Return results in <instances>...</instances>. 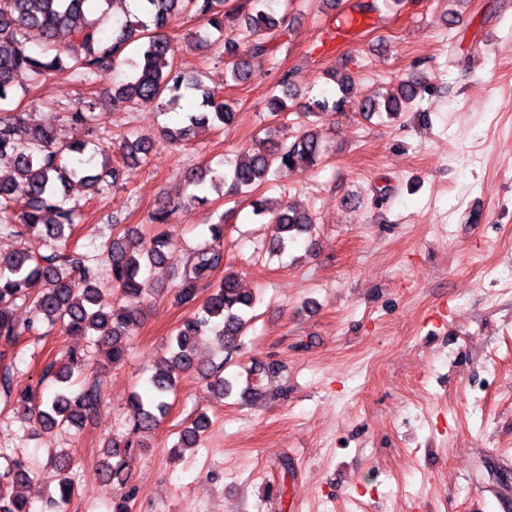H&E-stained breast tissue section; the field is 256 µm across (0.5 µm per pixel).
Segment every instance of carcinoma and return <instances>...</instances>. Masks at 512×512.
<instances>
[{
  "label": "carcinoma",
  "instance_id": "1",
  "mask_svg": "<svg viewBox=\"0 0 512 512\" xmlns=\"http://www.w3.org/2000/svg\"><path fill=\"white\" fill-rule=\"evenodd\" d=\"M90 0H0V164L11 172L0 179V235H30L53 249L69 245L75 234L78 205H68L69 190L77 183L97 195L118 181L119 165L98 164L99 139L95 124L97 103L81 99L65 109L71 125L84 128L86 138L63 141L57 129L49 125H31L25 113L11 108L14 83L22 76L34 83L69 74L83 81L104 66L126 65L131 69L128 80L118 86L119 96L131 107L153 104L166 111L176 101L197 103V109L183 113L181 126L163 127L161 133L173 141L187 138L196 126L217 124L230 128L236 119L230 103L220 92L207 88L198 76L180 70L175 64V46L168 29L172 20L183 13L193 14L200 22L189 37L199 43H213L224 57L234 82L245 83L254 75L252 61L269 57L279 39L288 33V13L277 14L270 0H244L236 9L225 12V0H140L142 16L114 13L115 4L123 0H95L99 15L87 19ZM36 29L47 41L66 29L70 44L50 56L34 51L27 42L26 31ZM219 37L210 41L213 33ZM350 78L337 81L341 96L324 95L306 105L308 111L341 110L348 103ZM434 87L425 82L403 79L396 92L382 99L368 98L357 110L372 116L393 118L405 109L432 95ZM149 146L141 138L124 137L120 144L123 163L146 159ZM321 135L306 130L293 138L273 141V145L245 154L233 169L220 176L211 170L193 167L185 171V186L205 184L226 187V194L245 193L268 180L269 175L288 177L315 169L324 159ZM24 197L16 199L19 186ZM205 205V194L175 197L168 205L152 211L151 224L167 226L181 201ZM253 214L271 215L269 247L282 253L303 236L312 233L313 218L288 202L270 204L266 199L251 201ZM168 232L163 230L149 238L131 227L112 233L103 244L104 261L111 272L112 290L117 301H108L98 284V265L83 255L72 266L58 263L57 252L47 255L18 250L0 257V338L14 339L35 334L40 326L58 325L67 334L96 337V342L111 346L112 363L127 356L126 341L140 324L148 289L145 274L165 265L164 248ZM224 276L207 283L218 267ZM173 295L180 306H197L171 336L162 357L152 367L147 385L132 391L126 404L132 412L129 432L123 438L112 437L105 445L106 461L101 474L106 483H128L135 459V449L145 447L140 438L148 436L167 416L176 397L179 375L198 368L197 349L205 338L224 351L226 357L240 351L241 338L253 321L250 310L256 298L244 292L238 275L224 261V216L207 225L206 237L191 251ZM27 305L32 317L19 325L13 318L14 307ZM47 370L61 383L59 390L47 397L31 391L14 396L13 408L33 433L53 429L80 428L103 406L99 388L82 381L86 370L83 356L71 351L64 360H53ZM212 379L219 399L231 394L232 382L220 375V369L203 372ZM209 427V417L201 413L180 430L175 447H197ZM7 460L6 472L0 476V512H32L29 501L16 489L35 475L30 461ZM71 456L61 453L51 458L50 466L58 473V508L74 495L72 480L67 476Z\"/></svg>",
  "mask_w": 512,
  "mask_h": 512
}]
</instances>
